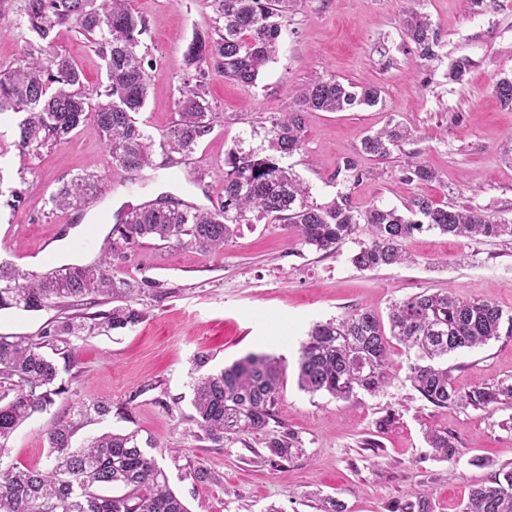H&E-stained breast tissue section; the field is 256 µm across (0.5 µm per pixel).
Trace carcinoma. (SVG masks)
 I'll use <instances>...</instances> for the list:
<instances>
[{"label":"carcinoma","mask_w":512,"mask_h":512,"mask_svg":"<svg viewBox=\"0 0 512 512\" xmlns=\"http://www.w3.org/2000/svg\"><path fill=\"white\" fill-rule=\"evenodd\" d=\"M289 0H211L224 21L218 38L196 36L185 52L186 70L194 84L186 86L177 100L178 118L160 142L139 123L149 90L151 63L139 53L144 20L129 6V0H27L29 29L43 41L38 47L26 43L10 70L0 72V112L24 114L19 123V150L26 156L48 143L69 141L93 112V130L103 139L113 162L128 173L153 166L156 150L163 155L187 157L214 123L216 113L205 99L206 81L214 71L242 86L255 84L261 71L273 60L281 32L279 18L288 12ZM72 24L91 42L101 45L106 60L108 85L104 100L90 107L87 97L74 90L82 84L81 73L69 56L48 40L60 24ZM402 31L419 49L422 60L436 57L438 33L427 15L414 9L405 13ZM494 91L505 105H512V77H502ZM381 90L335 79L303 88L288 110L270 117L264 140L257 151L237 146L227 153L222 192L217 208L205 209L168 197H159L129 211H119L112 227V243L98 262L68 266L44 275L26 273L0 262V310H60L81 306L84 299L104 297L116 302L107 311L90 317L71 313L54 321L33 340L25 336H0V447L20 423L66 392L59 383L60 367H69L45 352L62 336L92 335L134 326L145 318L136 307L133 287L111 274L112 259L146 238L173 242L202 251L224 249L239 225L264 219L285 221L298 231L301 241L319 251L334 252L352 239L359 226L368 231V241L352 255L360 270L402 265L409 261L405 248L417 233L434 231L464 239L477 236L512 238V222L473 207L439 205L416 195L408 214L372 206L355 210L349 194L340 193L327 203H318L282 159L303 145L305 113L345 112L374 107ZM411 136L408 128L388 123L366 135L361 152L383 159L391 148ZM336 174L359 182L364 172L354 158H346ZM408 182H424L433 173L412 159L403 169ZM103 178L84 174L64 183L52 195L60 209H79L102 194ZM94 320L87 324L86 319ZM512 335V314H506L488 299H463L452 291L419 292L394 302L388 324L363 308L341 319L316 325L298 359L297 382L308 393H327L348 400L364 391L375 394L391 382L389 339L416 351L409 365L408 380L430 404L472 407L490 411L512 403V384L475 385L466 392L455 388L448 367L440 362L460 349H473L500 338L502 329ZM285 377V365L269 355L251 354L217 373H205L193 382L194 436L219 444L268 428ZM112 412V402L97 400L74 407L81 420L91 414ZM75 424L59 421L47 433L48 462L40 468L0 467V512H189L168 486L165 471L147 452L150 439L136 431L105 433L80 447H72ZM426 440L446 461L459 454L448 431L434 428ZM271 456L288 459L302 451L292 431H276L266 442ZM117 488L115 495L101 490ZM394 512H429L423 496L406 499ZM465 512H512V471L494 477L470 490Z\"/></svg>","instance_id":"obj_1"}]
</instances>
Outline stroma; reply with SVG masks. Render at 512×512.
Listing matches in <instances>:
<instances>
[{
    "label": "stroma",
    "instance_id": "1",
    "mask_svg": "<svg viewBox=\"0 0 512 512\" xmlns=\"http://www.w3.org/2000/svg\"><path fill=\"white\" fill-rule=\"evenodd\" d=\"M146 21L140 51L151 61L150 88L138 120L161 139L177 118L175 102L186 77L184 52L198 35L217 36L223 23L210 0H130ZM25 0H0V71L13 67L26 43L37 42L25 23ZM410 9L425 13L439 34L437 57L419 58L401 32ZM51 40L96 97L107 84L96 44L72 26L55 27ZM461 80L450 74L458 62ZM512 74V0H293L282 20L278 54L256 83L245 87L211 74L206 98L218 115L189 160L192 170L153 167L133 176L117 168L104 142L89 129L49 144L27 158L18 150L21 114L0 113V262L42 275L95 263L112 240L114 215L169 195L204 208L220 199L224 159L235 144L260 148L269 116L284 111L305 85L335 78L379 87L374 108L305 115L300 151L285 159L314 200L349 193L360 211L404 209L414 195L512 220V107L493 92ZM408 127V140L377 159L360 151L365 135L388 121ZM357 158L368 176L352 185L337 178L343 158ZM417 159L432 181L407 182L402 170ZM105 179L96 202L59 210L52 195L73 177ZM365 232L333 253L303 245L283 223L243 224L223 252H203L148 239L117 260L115 278L130 282L146 313L143 322L90 337H67L72 364L64 394L18 426L0 465L21 469L47 463V432L69 417L75 402H124L139 391L129 415L92 417L74 445L104 432L139 431L151 439L170 488L189 512H317L333 497L343 512H390L425 493L431 512H463L472 485L512 470V404L494 410L438 408L407 379L414 353L392 343V383L376 394L338 400L297 384V361L312 327L416 293L448 289L489 299L512 313V240H458L437 232L406 243L411 262L361 270L350 261ZM57 310H0L1 336L38 337ZM283 359L286 376L268 431L216 446L194 437L191 383L195 360L216 372L248 354ZM458 390L512 383V335L448 356ZM447 429L460 449L442 460L425 433ZM298 434L303 451L268 462L269 431ZM377 440L374 448L365 447ZM207 469L211 482L192 479Z\"/></svg>",
    "mask_w": 512,
    "mask_h": 512
}]
</instances>
